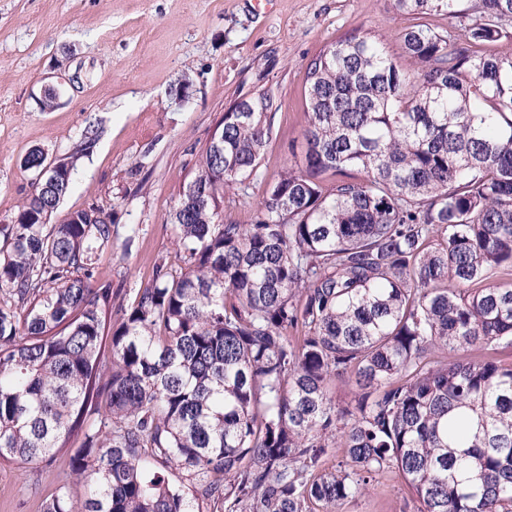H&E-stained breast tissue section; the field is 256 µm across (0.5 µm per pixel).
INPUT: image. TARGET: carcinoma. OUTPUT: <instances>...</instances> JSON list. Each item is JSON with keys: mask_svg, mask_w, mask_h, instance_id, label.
I'll return each mask as SVG.
<instances>
[{"mask_svg": "<svg viewBox=\"0 0 512 512\" xmlns=\"http://www.w3.org/2000/svg\"><path fill=\"white\" fill-rule=\"evenodd\" d=\"M458 2L395 0L461 30L407 29L410 70L357 33L308 63L303 164L252 224L224 223V187L257 176L277 106L224 113L173 212L185 267L118 307L106 379L112 291L91 279L112 224L46 225L74 166L0 225V462L50 465L82 436L84 501L42 512H337L390 468L417 512H512V366L458 357L512 344V286L490 283L512 274V55L474 50L512 0Z\"/></svg>", "mask_w": 512, "mask_h": 512, "instance_id": "obj_1", "label": "carcinoma"}]
</instances>
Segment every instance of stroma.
<instances>
[{
	"label": "stroma",
	"mask_w": 512,
	"mask_h": 512,
	"mask_svg": "<svg viewBox=\"0 0 512 512\" xmlns=\"http://www.w3.org/2000/svg\"><path fill=\"white\" fill-rule=\"evenodd\" d=\"M446 15L412 17L394 0H0V224L32 191L27 153L73 157L70 188L50 217L99 208L112 218L93 277L129 304L158 264L184 265L171 215L235 102L274 97L271 140L257 177L224 190V219L253 223L271 182L300 164L307 124L306 68L330 43L357 32L381 37L405 64L401 36L447 31ZM55 90L44 111L46 90ZM100 135L78 147L88 126ZM79 438L48 466L0 463V512H41L46 498L85 488L70 479ZM340 512H416L404 481L380 472Z\"/></svg>",
	"instance_id": "stroma-1"
}]
</instances>
